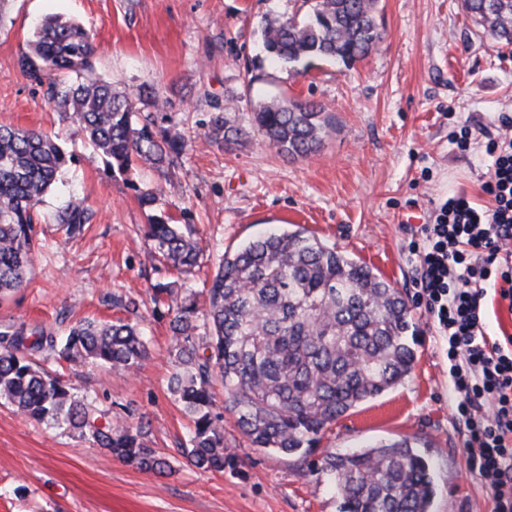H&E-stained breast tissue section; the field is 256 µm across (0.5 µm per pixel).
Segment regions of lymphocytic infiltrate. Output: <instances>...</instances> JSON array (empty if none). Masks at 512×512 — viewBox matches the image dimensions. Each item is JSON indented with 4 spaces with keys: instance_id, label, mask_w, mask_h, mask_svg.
Returning a JSON list of instances; mask_svg holds the SVG:
<instances>
[{
    "instance_id": "1",
    "label": "lymphocytic infiltrate",
    "mask_w": 512,
    "mask_h": 512,
    "mask_svg": "<svg viewBox=\"0 0 512 512\" xmlns=\"http://www.w3.org/2000/svg\"><path fill=\"white\" fill-rule=\"evenodd\" d=\"M502 125L485 145L489 204L448 196L411 254L416 295L446 347L468 467L490 489L494 512H512V336L490 337L487 325L489 296L512 312V121Z\"/></svg>"
}]
</instances>
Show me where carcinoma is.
Returning <instances> with one entry per match:
<instances>
[{
  "mask_svg": "<svg viewBox=\"0 0 512 512\" xmlns=\"http://www.w3.org/2000/svg\"><path fill=\"white\" fill-rule=\"evenodd\" d=\"M298 2L291 15L262 18L263 46L276 64L330 59L350 68L383 38L378 0ZM464 6L494 40L512 44V0H464ZM93 54L85 26L56 15L41 23L24 64L53 77L50 102L72 114L112 166L128 171L136 162L171 163L183 149L181 138L156 128L138 109L156 108L158 99L120 93L88 77ZM334 126L323 106L285 97L254 113V132L294 158L316 152ZM205 136L229 145L246 133L217 114ZM66 162L53 136L0 126V295L26 282L36 236L31 211ZM157 202L152 192L141 196L153 211L144 235L167 264L189 272L198 266L200 248L154 213ZM58 222L70 235L81 232L83 200L70 197ZM153 295L154 302H166L173 336L170 389L193 422L183 454L199 469H235L223 416L213 410L215 377L224 384V409L251 446L305 456L350 409L403 384L416 360L412 310L402 292L372 267L301 230L274 231L224 253L202 304L171 283L157 284ZM147 356L145 338L124 319L83 321L60 342L22 325L0 328V400L120 461L163 474L169 461L146 446L143 425L112 421L41 365L52 358L131 371ZM321 463L341 499L339 512H433V468L407 438L326 451Z\"/></svg>",
  "mask_w": 512,
  "mask_h": 512,
  "instance_id": "carcinoma-1",
  "label": "carcinoma"
}]
</instances>
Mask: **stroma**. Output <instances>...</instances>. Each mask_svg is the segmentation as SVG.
I'll use <instances>...</instances> for the list:
<instances>
[{"instance_id":"35a3bbf8","label":"stroma","mask_w":512,"mask_h":512,"mask_svg":"<svg viewBox=\"0 0 512 512\" xmlns=\"http://www.w3.org/2000/svg\"><path fill=\"white\" fill-rule=\"evenodd\" d=\"M294 0H5L0 6V125L57 136L69 156L34 209L40 246L30 280L0 298V325L66 335L83 319L124 317L116 296L141 306L133 320L150 355L134 372L88 364L51 367L112 416L146 426L144 441L167 458L158 475L81 442L61 428L24 418L0 403V512H339L328 476L307 459L251 447L232 414L224 443L236 470L188 463L192 422L170 389L168 318L154 285L209 287L224 252L268 227L305 230L374 267L412 305L417 357L405 383L350 410L319 450L380 440H417L434 469V512H492L489 489L466 464L445 349L413 286L409 247L416 229L451 193L485 202L491 159L484 145L463 151L450 133L501 131L512 116V45L476 26L463 0H379L384 35L352 69L314 61L304 74L271 66L261 20L291 13ZM63 15L91 33L94 73L120 92L152 91L156 127L187 148L173 174L109 166L71 115L48 100V78L24 70L37 25ZM273 97L322 105L335 128L306 158L276 152L260 137L224 146L205 137L212 115L250 131L256 106ZM155 193L173 223L189 228L199 265L181 274L161 264L145 238L139 198ZM84 198L90 220L67 239L57 213Z\"/></svg>"}]
</instances>
